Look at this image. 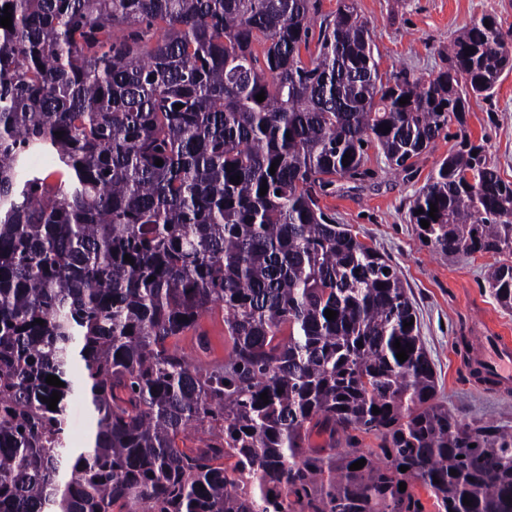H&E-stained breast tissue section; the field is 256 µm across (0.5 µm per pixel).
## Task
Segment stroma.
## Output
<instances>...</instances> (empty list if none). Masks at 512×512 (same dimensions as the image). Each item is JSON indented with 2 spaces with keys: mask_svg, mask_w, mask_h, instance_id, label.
Wrapping results in <instances>:
<instances>
[{
  "mask_svg": "<svg viewBox=\"0 0 512 512\" xmlns=\"http://www.w3.org/2000/svg\"><path fill=\"white\" fill-rule=\"evenodd\" d=\"M379 51L381 73H407L430 79L448 66V45L483 15L496 16L512 35V0H355ZM467 129L484 141L489 162L512 181V73L492 98H474ZM453 142L440 137L416 161L413 171L395 170L376 148H369L364 176L340 178L320 198L324 211L376 248L399 271L417 308L419 331L434 363L437 398L458 419H481L512 426V385L488 384L473 374L483 358V321L512 337V311L492 297L486 281L496 255H443L423 243L409 220L419 191ZM208 334L207 352L194 336L179 345L190 357L223 361L224 312L214 309L200 321Z\"/></svg>",
  "mask_w": 512,
  "mask_h": 512,
  "instance_id": "stroma-1",
  "label": "stroma"
}]
</instances>
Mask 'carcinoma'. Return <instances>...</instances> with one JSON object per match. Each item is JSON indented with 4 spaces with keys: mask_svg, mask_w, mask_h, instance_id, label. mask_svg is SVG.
Returning <instances> with one entry per match:
<instances>
[{
    "mask_svg": "<svg viewBox=\"0 0 512 512\" xmlns=\"http://www.w3.org/2000/svg\"><path fill=\"white\" fill-rule=\"evenodd\" d=\"M6 4L0 512H427L420 488L434 512H512V428L438 402L397 268L318 203L365 147L405 172L456 121L411 223L444 255L505 256L488 286L512 310V181L466 131L470 98L512 72L496 18L421 82L383 78L353 0L306 60L311 0ZM32 154L54 170L28 169ZM217 307L231 351L195 362L178 338L207 350ZM77 398L93 429L78 449ZM191 429L203 447H180Z\"/></svg>",
    "mask_w": 512,
    "mask_h": 512,
    "instance_id": "obj_1",
    "label": "carcinoma"
}]
</instances>
